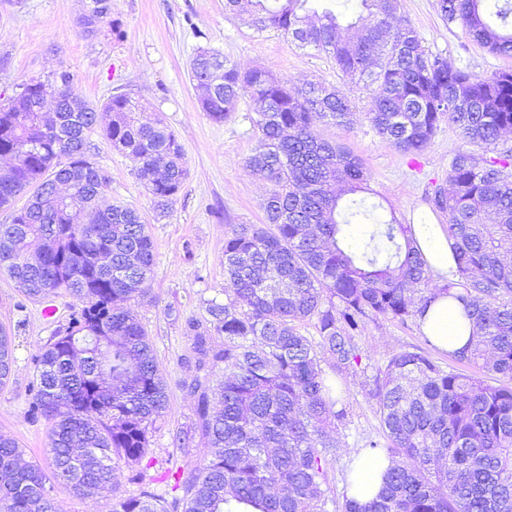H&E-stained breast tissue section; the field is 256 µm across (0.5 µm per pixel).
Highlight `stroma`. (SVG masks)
Listing matches in <instances>:
<instances>
[{
  "mask_svg": "<svg viewBox=\"0 0 512 512\" xmlns=\"http://www.w3.org/2000/svg\"><path fill=\"white\" fill-rule=\"evenodd\" d=\"M88 3L0 0V101L13 96L23 82L67 70L86 101L99 105L113 95L128 94L144 105L148 120L168 126L183 147L187 177L172 208L160 217L136 176L135 162L101 132L90 136L91 158L110 178L103 203L143 213L155 245L149 293L129 307L146 328L169 386L168 408L150 434L151 466L143 481L168 496L172 490L161 475L176 467L195 469L208 456L206 441L195 428V401L183 387L195 374L187 322L206 318L208 300L223 299L224 238L234 225L265 223L263 202L271 189L246 165L257 146L255 102L242 97L221 122L202 112V91L190 77L198 49L219 51L240 69L269 71L296 88L322 82L346 93L353 106L349 124L317 118L314 130L362 159L369 172L366 198L382 204L400 223L426 212V191L447 182L448 160L463 140L456 125L445 120L421 155L402 154L373 129L366 112L368 91L349 83L333 59L298 46L279 31H259L226 14L224 0H110L107 16L91 37L79 25ZM397 20L410 23L425 48L476 75L488 77L512 67V58L489 53L461 25L445 22L437 0H401ZM43 310V304L25 302L21 289L0 275V327L11 331L15 345L13 372L0 386V434L17 440L26 461L42 465L48 462L49 425L29 414L31 359L64 326L62 318H46ZM362 342L373 365L395 351L426 348L411 321L368 322ZM340 386L349 420L339 429L340 446L328 466L327 494L333 499L342 494L350 460L379 437L375 402L367 398L362 376H347ZM179 432L187 433V447H177Z\"/></svg>",
  "mask_w": 512,
  "mask_h": 512,
  "instance_id": "1",
  "label": "stroma"
}]
</instances>
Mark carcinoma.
<instances>
[{
  "label": "carcinoma",
  "mask_w": 512,
  "mask_h": 512,
  "mask_svg": "<svg viewBox=\"0 0 512 512\" xmlns=\"http://www.w3.org/2000/svg\"><path fill=\"white\" fill-rule=\"evenodd\" d=\"M308 2L224 0V11L333 58L369 90L375 132L405 155H420L445 118L472 146L497 145L512 131L511 69L481 78L425 49L411 25L390 30L400 0H360L367 14L345 25ZM438 6L481 47L512 57V0ZM191 78L216 122L244 95L259 104V143L247 165L273 189L266 223L239 224L224 240V302L208 301V325L188 323L197 374L184 387L211 456L191 472H171L182 497L143 489L115 498L112 512H225L232 501L258 512H329L326 465L347 412L322 361L335 376L366 377L384 438L368 447L389 460L378 498L363 506L344 494L339 512H512V147L458 149L448 185L425 193L430 209L447 215L457 259L456 279L441 285L410 225L352 198L368 179L361 159L314 132L315 116L349 123L341 89H294L209 49L192 59ZM101 110L112 114L104 136L136 160L153 209L168 212L186 177L182 146L167 127L140 119L137 100L120 94L92 105L63 71L21 84L0 104V158L11 160L0 170V209L9 212L0 273L29 300H73L65 330L32 357L30 412L51 425L53 478L86 497L116 493L120 462L131 480L144 479L149 430L169 402L153 343L124 306L148 293L153 240L139 210L100 208L109 178L87 156ZM365 220L374 221L368 238L347 249L348 226ZM440 293L462 303L477 332L475 344L448 357L495 382L445 368L419 348L363 363L368 321H416ZM304 322L318 338L301 332ZM212 332L224 348L211 346ZM13 350L0 327V385L12 374ZM23 455L0 435V512H57L44 470Z\"/></svg>",
  "instance_id": "carcinoma-1"
}]
</instances>
